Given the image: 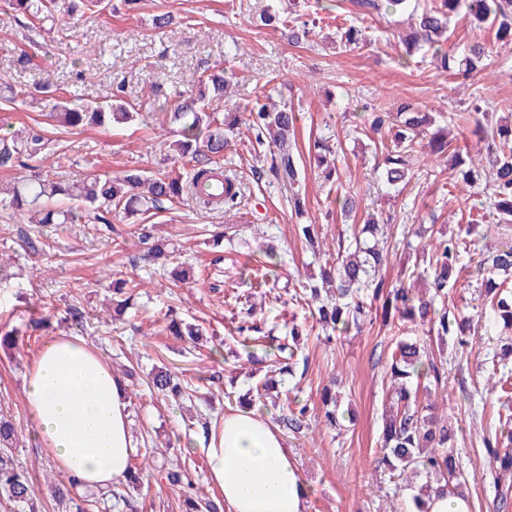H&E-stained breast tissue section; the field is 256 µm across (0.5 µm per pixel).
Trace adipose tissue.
Here are the masks:
<instances>
[{
    "mask_svg": "<svg viewBox=\"0 0 512 512\" xmlns=\"http://www.w3.org/2000/svg\"><path fill=\"white\" fill-rule=\"evenodd\" d=\"M35 436L87 492L124 481L137 448L123 381L74 337L50 339L25 385ZM226 512H307L309 491L277 428L249 410L226 414L202 448Z\"/></svg>",
    "mask_w": 512,
    "mask_h": 512,
    "instance_id": "obj_1",
    "label": "adipose tissue"
}]
</instances>
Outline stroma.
<instances>
[{
	"mask_svg": "<svg viewBox=\"0 0 512 512\" xmlns=\"http://www.w3.org/2000/svg\"><path fill=\"white\" fill-rule=\"evenodd\" d=\"M269 10L312 21L308 41L294 45L282 25H260V14ZM162 13L173 15L175 25L155 28L153 19ZM356 16L352 0H139L130 6L124 0H99L95 8L82 6L72 14L57 10L51 19L38 21L0 0V137L39 133L45 148L35 166L43 179L71 184L135 170L153 175L187 168L170 148L176 126L169 114L196 73L227 68L236 77L223 99L212 101L210 113L220 119L244 111L261 90L292 107L297 123L290 144L300 155V189L306 197L305 213L295 216L271 171V148L256 145L244 130L224 153L244 193L230 217L182 198L133 219L113 212L109 233L84 219L33 224L26 214L0 205V329L18 333L16 347H0V417L18 433L15 457L33 479L36 512L65 510L42 477L54 462L34 437L24 394L25 377L45 342L60 335L78 337L115 375L126 377L135 444L147 439L167 448L168 465L192 457L200 475L195 495L215 498L220 491L206 477L204 434L192 420L219 419L237 410L229 395L244 394L269 371L272 359L265 352L252 363L238 354L236 326L248 318L278 340L291 328L300 331L297 356L307 360L309 370L302 377H285L284 387L309 405L311 428L285 432L284 440L310 490L307 512H410L425 479L393 472L381 444L390 353L399 339L418 337V329L369 318L347 333L329 336L313 319L314 304L300 300L299 293L319 282L321 269L335 265L351 224L370 216L390 224L400 241L381 268L392 286L412 269L415 249L424 243L420 233L428 227L450 237L469 224L478 249L500 243L487 213L488 195H468L448 163H436L428 151H420L403 194H388L376 172L374 145L355 126L365 106L394 112L405 101L418 103L436 125L454 121L463 131L472 98L491 103L496 117L511 115L512 44H500L494 28L452 20L445 50L460 53L478 41L493 49L490 64L463 91L458 80L439 70L428 48L405 55L398 37L409 28L407 13L376 24L358 48L336 46L337 29L354 23ZM120 84L125 103L137 114L129 124L65 128L49 116L59 99L105 102ZM318 137L329 139L336 150L340 188L322 177L313 149ZM340 191L358 196L356 216L341 214ZM300 223L319 226L325 239L321 254L301 243ZM143 226L165 247L152 262L141 258L138 230ZM30 238L39 252L27 248ZM271 246L279 263L267 286L246 287L241 270L263 264ZM181 267L193 271L194 283L174 284L171 273ZM477 279L475 267L462 269L447 297L449 311L476 327L475 345L465 349L451 337L427 338L447 379L419 399L434 403L453 430L474 512H499L498 472L484 441L495 437L503 443L507 437L495 435L482 405L496 401L487 389L491 358L500 344L480 328ZM124 280L137 284L134 303L110 314L112 284ZM31 307L46 316L43 329L29 328ZM73 308L84 312L83 323L68 320ZM172 308L205 331L192 352H185L183 342L166 329ZM163 365L183 371L192 397L175 402L152 390L149 375ZM327 388L336 393L344 413L340 428L333 430L323 423L321 395ZM175 498V490L156 473L148 485L131 492V512H171Z\"/></svg>",
	"mask_w": 512,
	"mask_h": 512,
	"instance_id": "obj_1",
	"label": "stroma"
}]
</instances>
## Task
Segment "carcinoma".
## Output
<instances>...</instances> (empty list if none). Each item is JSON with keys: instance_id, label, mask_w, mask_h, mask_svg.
I'll use <instances>...</instances> for the list:
<instances>
[{"instance_id": "cac0c4a2", "label": "carcinoma", "mask_w": 512, "mask_h": 512, "mask_svg": "<svg viewBox=\"0 0 512 512\" xmlns=\"http://www.w3.org/2000/svg\"><path fill=\"white\" fill-rule=\"evenodd\" d=\"M411 0H357L356 7L362 15L370 18L385 19L399 10L409 7ZM16 8L30 18L40 16L57 7L58 0H12ZM411 26L403 43L406 54L426 46L440 57L441 71H452L457 77L468 80L473 73L484 67L492 49L481 42L472 43L457 56H448L441 52L440 39L448 32L453 18L462 17L476 28L491 26L501 40L512 41V0H433L430 6L421 12L411 11ZM288 28V40L299 44L308 40L310 28L305 21L295 17L278 18L266 13L261 18L265 25L272 20ZM367 26L351 24L338 35L344 48L354 49L367 41ZM199 86L213 90V97H224V87L228 84L226 71L203 73L198 79ZM249 112V129L253 130L255 142L262 144L268 140L278 145V152L272 158V171L278 184L288 189V202L293 210L300 214L305 209V198L299 189L301 168L299 159L287 149L289 136L294 134L297 121L296 113L288 105L278 108L262 102L258 95ZM364 126L377 138V146L382 156V167L386 184L402 192L411 179V166L414 153L421 146L420 137L432 125L427 112L418 110L417 105L407 102L400 112H366ZM53 117L58 122L77 128L85 124L98 126H116L133 120L122 101L109 105L75 103L71 100L60 101L54 105ZM472 122L471 134L479 140L491 139L487 153L480 159H473L468 148L452 147L448 141V129L438 127L429 133L426 147L434 155H441L453 148L454 166L458 169L461 181L471 187L485 181V189L493 198V215L498 224H512V123L495 127L489 119L488 109L480 98H475L469 107ZM172 119L179 124L180 139L175 141L176 151L182 158L188 159L191 168L186 175L160 173L144 176L139 173L128 174L119 179L94 177L72 186L58 183H45L30 174L18 181L13 190L12 205L19 211H28L38 216L40 224H68L80 218V213L93 212L95 223L109 228L112 224V208L120 207L130 215L141 211L150 204L158 206L165 201L188 195L196 204L208 210H231L242 203V184L232 170L224 171L225 188L213 197H204L198 193V186L215 182V175L221 170L224 161V147L228 137L239 130V116L235 112L224 113L220 123L211 119L205 108V97L194 94L184 95L172 112ZM41 138L33 135L29 138L12 136L0 139V169L13 170L28 166V161L36 159L41 153ZM379 231L377 224L358 225L353 231L354 246L346 254L336 257V267L323 271V278L335 283L336 292L320 302V288L308 286L305 293L311 301L317 303L319 323L334 332H342L351 326H359L360 319L366 315L367 303L364 297L383 299L384 309H392L403 319L420 323L427 332L443 338L454 336L460 345L469 343L470 321L449 316L445 307H438L434 298L448 294L446 288L453 272L459 268L464 256L470 254L471 235L467 227L456 236H440L428 252L426 266L413 267L408 277H430L434 297H417L405 286L389 288L385 281L376 275L384 261L383 253L367 245V236ZM298 234L306 248L317 252L320 248L317 227L314 224L298 225ZM478 270H485L483 278L485 298L497 314L503 326L512 330V297L503 294L506 280L498 275H512V240L500 243V246L488 256L480 258ZM167 330L176 338L193 343L200 336L199 329L175 319L167 325ZM238 343L245 352L265 343L266 337L259 335L261 329L256 324H241L238 327ZM276 350L280 354L276 371L281 376H292L297 367L301 374L308 371L307 362H298L292 345L279 344ZM391 393L394 403L386 418L382 432L384 461L396 464L401 472H422L433 482L443 485L448 494H459L466 486L467 477L456 463L451 448L452 431L448 423L438 418L430 405H419L412 399L413 380H431L439 385L445 375L444 367L430 359L425 347L418 341L403 339L397 342L391 355ZM275 380L269 376L255 382L251 391L255 398L242 396L239 403L252 408L261 398L267 396ZM153 388L165 398H181L186 394L178 376L169 370H159L152 376ZM307 406H296L281 414L277 422L284 429L300 433L309 428ZM14 430L7 422L0 420V492L18 508L27 512L31 505L32 480L29 473L21 469L13 460ZM486 453L493 459L499 472V478L505 480L512 476V448H496L486 444ZM167 482L184 490L179 501L180 512H224L223 501L207 497H194L190 494L194 484L190 466L179 465L165 472ZM145 480L144 469L130 467L125 481L111 491L112 508L123 509L130 506L129 489H135ZM77 481L72 477L52 486L55 497L72 504L73 512H88V499L72 496Z\"/></svg>"}]
</instances>
